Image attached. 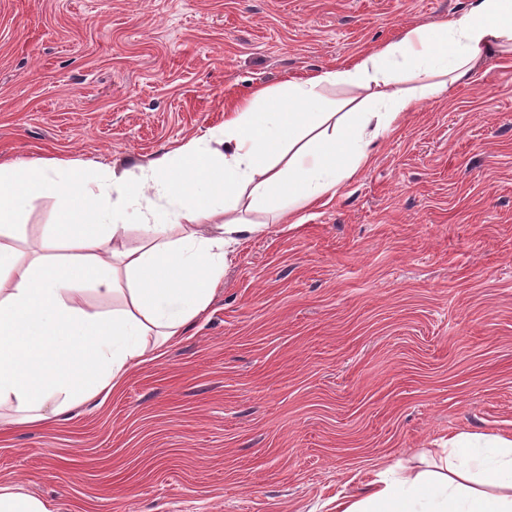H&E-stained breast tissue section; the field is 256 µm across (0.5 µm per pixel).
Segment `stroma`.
Returning a JSON list of instances; mask_svg holds the SVG:
<instances>
[{"label":"stroma","instance_id":"1","mask_svg":"<svg viewBox=\"0 0 512 512\" xmlns=\"http://www.w3.org/2000/svg\"><path fill=\"white\" fill-rule=\"evenodd\" d=\"M472 0H0V163L140 165L261 87ZM60 201L34 199L24 243ZM512 434V64L406 113L334 196L230 254L207 311L120 391L0 433L53 512H327L459 434Z\"/></svg>","mask_w":512,"mask_h":512}]
</instances>
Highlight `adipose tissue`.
<instances>
[{
    "instance_id": "1",
    "label": "adipose tissue",
    "mask_w": 512,
    "mask_h": 512,
    "mask_svg": "<svg viewBox=\"0 0 512 512\" xmlns=\"http://www.w3.org/2000/svg\"><path fill=\"white\" fill-rule=\"evenodd\" d=\"M492 56L512 60V0H475L354 65L260 89L135 181L54 159L0 165V406L40 426L118 390L209 307L228 254L264 230L246 213L296 214L335 195L404 112ZM327 85L363 87L367 103H328ZM43 195L60 198L57 221L27 250L17 220ZM151 197L143 244L109 254L128 204ZM88 283L115 306L86 308ZM334 512H512V438H449L432 469L378 476Z\"/></svg>"
}]
</instances>
